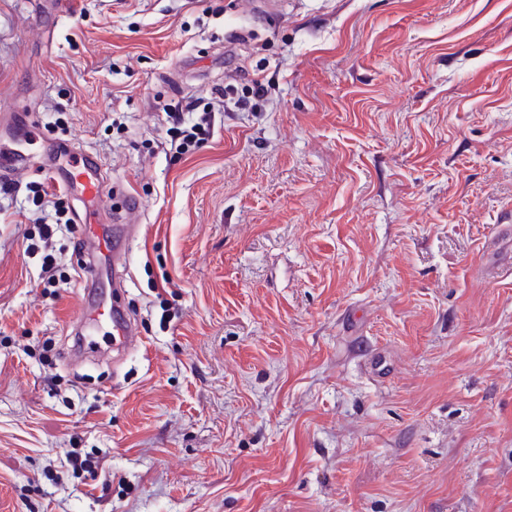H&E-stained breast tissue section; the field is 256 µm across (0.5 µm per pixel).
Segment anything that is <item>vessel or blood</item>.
I'll return each mask as SVG.
<instances>
[{
	"mask_svg": "<svg viewBox=\"0 0 512 512\" xmlns=\"http://www.w3.org/2000/svg\"><path fill=\"white\" fill-rule=\"evenodd\" d=\"M58 150L60 156L66 157L67 164L52 170L51 176L79 194L76 220L84 231L87 274L84 296L69 317L67 327L87 348L94 347L100 335L111 337L113 346L138 348L143 340L135 319L122 309L126 281L119 270L126 264V241L135 233L140 201L137 197L126 196L124 216L115 217L110 206L112 194L99 164L90 160L71 140L60 141Z\"/></svg>",
	"mask_w": 512,
	"mask_h": 512,
	"instance_id": "obj_1",
	"label": "vessel or blood"
}]
</instances>
